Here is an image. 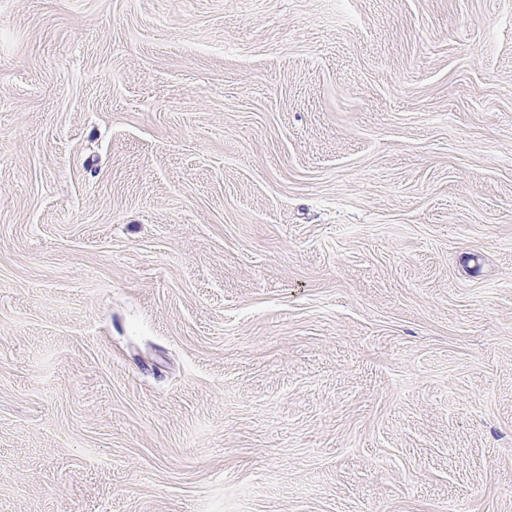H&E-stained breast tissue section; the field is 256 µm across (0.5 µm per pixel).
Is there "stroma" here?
Instances as JSON below:
<instances>
[{
	"mask_svg": "<svg viewBox=\"0 0 512 512\" xmlns=\"http://www.w3.org/2000/svg\"><path fill=\"white\" fill-rule=\"evenodd\" d=\"M0 512H512V0H0Z\"/></svg>",
	"mask_w": 512,
	"mask_h": 512,
	"instance_id": "35a3bbf8",
	"label": "stroma"
}]
</instances>
